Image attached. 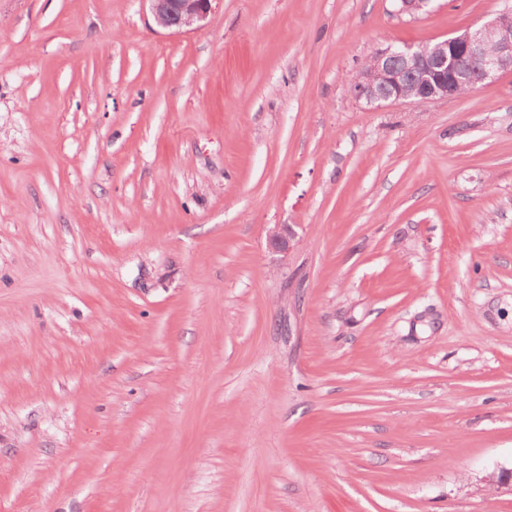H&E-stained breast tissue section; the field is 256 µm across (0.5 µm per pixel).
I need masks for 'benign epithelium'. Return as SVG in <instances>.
<instances>
[{"label": "benign epithelium", "mask_w": 512, "mask_h": 512, "mask_svg": "<svg viewBox=\"0 0 512 512\" xmlns=\"http://www.w3.org/2000/svg\"><path fill=\"white\" fill-rule=\"evenodd\" d=\"M154 22L172 32H202L214 0H146ZM398 11L411 16L425 11L431 0H396ZM483 24L414 45L389 44L375 50L350 83L353 97L369 105L422 104L476 91L501 72H512V0ZM269 246L290 248L293 233L286 224L268 229Z\"/></svg>", "instance_id": "1"}]
</instances>
